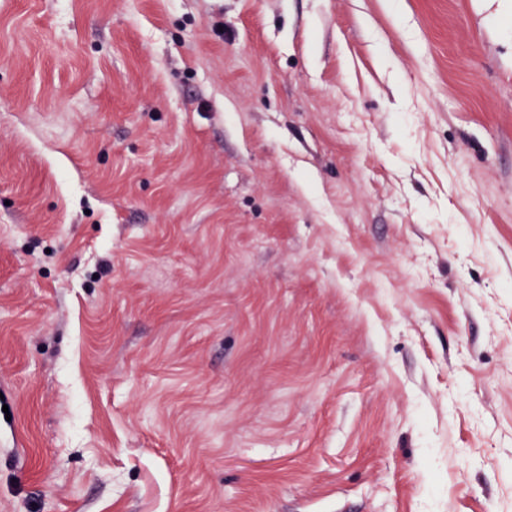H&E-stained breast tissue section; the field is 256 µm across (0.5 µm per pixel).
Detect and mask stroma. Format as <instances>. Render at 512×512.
Segmentation results:
<instances>
[{"label":"stroma","instance_id":"stroma-1","mask_svg":"<svg viewBox=\"0 0 512 512\" xmlns=\"http://www.w3.org/2000/svg\"><path fill=\"white\" fill-rule=\"evenodd\" d=\"M0 512H512V0H0Z\"/></svg>","mask_w":512,"mask_h":512}]
</instances>
